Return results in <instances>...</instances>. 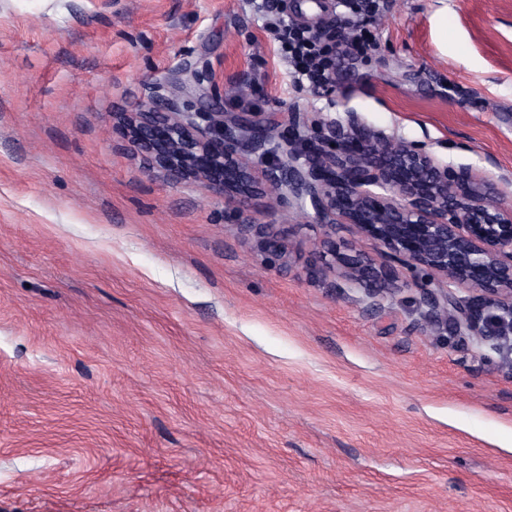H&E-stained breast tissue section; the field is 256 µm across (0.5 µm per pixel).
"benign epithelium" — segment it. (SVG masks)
<instances>
[{
  "mask_svg": "<svg viewBox=\"0 0 512 512\" xmlns=\"http://www.w3.org/2000/svg\"><path fill=\"white\" fill-rule=\"evenodd\" d=\"M205 76L175 74L144 85L128 112L116 114L122 135L170 184L199 182L240 223L260 235L267 225L247 204L267 190L282 206L311 205L324 230L329 268L371 298L399 290L394 266L408 264L442 279L427 292L429 309L453 311L452 326L500 349L512 342V210L487 201L467 168L435 162L408 145L391 148L379 134L351 125L339 140L301 134L300 115L288 113V131L273 133L276 114L226 116L203 100ZM351 224L375 240L386 268L336 255L332 234ZM465 287L466 300L455 295Z\"/></svg>",
  "mask_w": 512,
  "mask_h": 512,
  "instance_id": "1",
  "label": "benign epithelium"
}]
</instances>
